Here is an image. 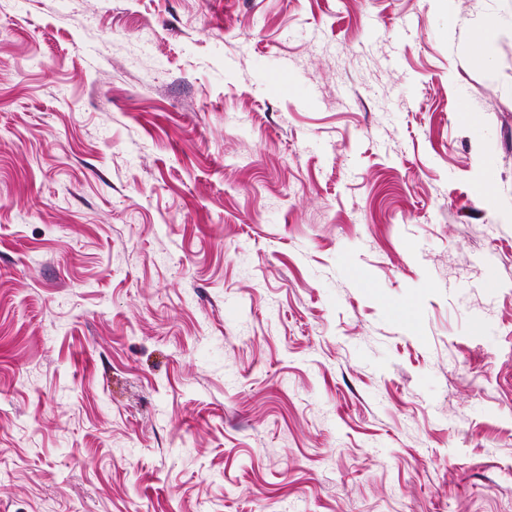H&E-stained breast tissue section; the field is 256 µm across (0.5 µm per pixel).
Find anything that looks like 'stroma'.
Here are the masks:
<instances>
[{
	"label": "stroma",
	"mask_w": 512,
	"mask_h": 512,
	"mask_svg": "<svg viewBox=\"0 0 512 512\" xmlns=\"http://www.w3.org/2000/svg\"><path fill=\"white\" fill-rule=\"evenodd\" d=\"M453 8L0 0V512H512V0Z\"/></svg>",
	"instance_id": "35a3bbf8"
}]
</instances>
